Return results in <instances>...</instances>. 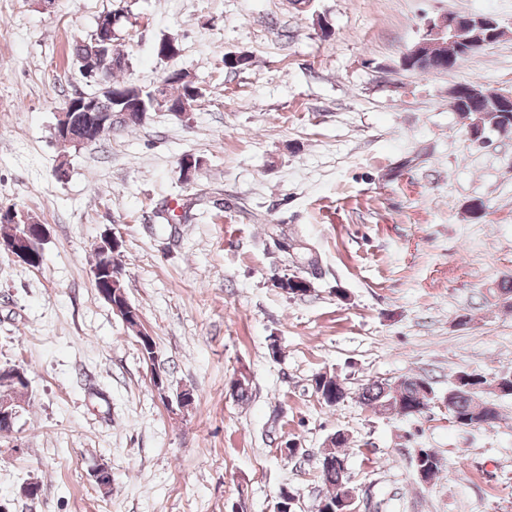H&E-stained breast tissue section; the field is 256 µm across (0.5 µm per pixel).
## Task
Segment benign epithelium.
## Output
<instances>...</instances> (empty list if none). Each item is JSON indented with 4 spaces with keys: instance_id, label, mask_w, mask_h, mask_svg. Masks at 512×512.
<instances>
[{
    "instance_id": "obj_1",
    "label": "benign epithelium",
    "mask_w": 512,
    "mask_h": 512,
    "mask_svg": "<svg viewBox=\"0 0 512 512\" xmlns=\"http://www.w3.org/2000/svg\"><path fill=\"white\" fill-rule=\"evenodd\" d=\"M121 10L110 11V21L99 24L90 34L98 58V67L91 73L82 72L84 78L98 86L93 94H82L69 99L61 112L57 113L54 126V138L61 148L81 147L96 141L98 132L122 118L142 122L147 112L140 103L125 106L123 111L114 112L110 105L118 98L114 96L112 81L113 70L123 66V61L112 52L113 39L116 36L115 25L121 20ZM498 21L486 15H469L449 13L430 20L425 36L407 52L410 59H425L433 62L439 58L438 49L442 46L441 37L445 34H460L475 31L470 43L482 44V31L488 26H495ZM0 222L14 224L20 230L12 235L0 237V250H5L27 265L41 260L44 246L48 241L46 225L29 222L14 207L0 209ZM100 264L94 268L93 282L99 288L100 296L112 303V286L122 279L124 274L121 242L113 234L103 236L99 244ZM19 402L5 391L0 394V436L13 433L14 425L20 414Z\"/></svg>"
}]
</instances>
